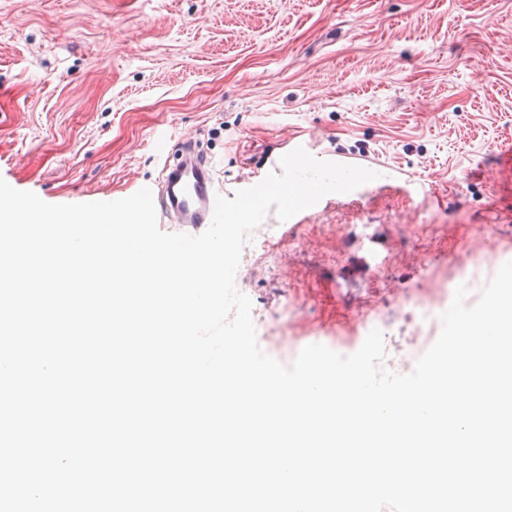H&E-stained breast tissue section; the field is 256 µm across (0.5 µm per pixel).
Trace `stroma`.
Returning <instances> with one entry per match:
<instances>
[{"instance_id":"obj_1","label":"stroma","mask_w":512,"mask_h":512,"mask_svg":"<svg viewBox=\"0 0 512 512\" xmlns=\"http://www.w3.org/2000/svg\"><path fill=\"white\" fill-rule=\"evenodd\" d=\"M197 143L225 197L296 148L377 172L265 222L279 269H240L252 316L358 350L364 316L512 260V0H0V178L115 201ZM389 256L388 279L373 253Z\"/></svg>"}]
</instances>
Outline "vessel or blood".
Wrapping results in <instances>:
<instances>
[{
  "instance_id": "vessel-or-blood-1",
  "label": "vessel or blood",
  "mask_w": 512,
  "mask_h": 512,
  "mask_svg": "<svg viewBox=\"0 0 512 512\" xmlns=\"http://www.w3.org/2000/svg\"><path fill=\"white\" fill-rule=\"evenodd\" d=\"M166 183L177 182L181 185L179 193L158 195L157 201L163 212L175 218L179 223L201 227L212 220L215 201L221 195L210 172V161L204 155L178 162L165 169Z\"/></svg>"
}]
</instances>
